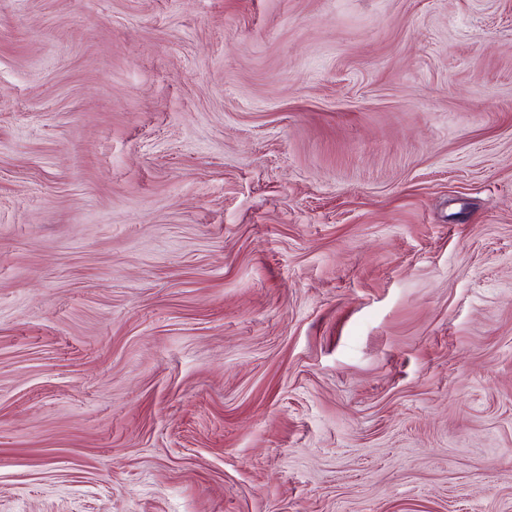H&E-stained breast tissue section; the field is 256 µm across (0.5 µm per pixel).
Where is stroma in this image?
Returning <instances> with one entry per match:
<instances>
[{
  "label": "stroma",
  "instance_id": "1",
  "mask_svg": "<svg viewBox=\"0 0 512 512\" xmlns=\"http://www.w3.org/2000/svg\"><path fill=\"white\" fill-rule=\"evenodd\" d=\"M0 512H512V0H0Z\"/></svg>",
  "mask_w": 512,
  "mask_h": 512
}]
</instances>
